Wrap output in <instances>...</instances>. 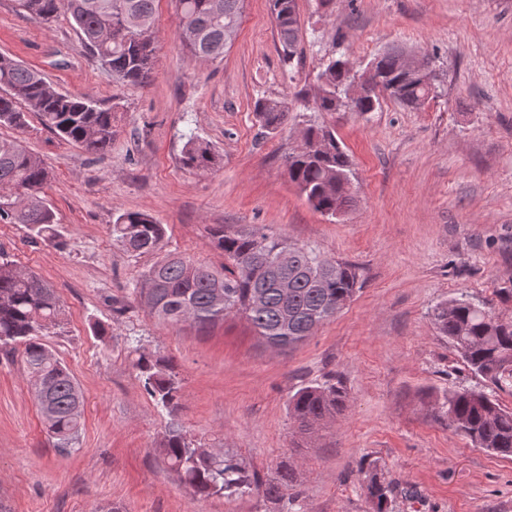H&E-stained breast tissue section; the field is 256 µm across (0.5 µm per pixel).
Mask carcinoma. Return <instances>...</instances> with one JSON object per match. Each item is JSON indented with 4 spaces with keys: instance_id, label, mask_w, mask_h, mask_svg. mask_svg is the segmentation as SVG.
<instances>
[{
    "instance_id": "1",
    "label": "carcinoma",
    "mask_w": 512,
    "mask_h": 512,
    "mask_svg": "<svg viewBox=\"0 0 512 512\" xmlns=\"http://www.w3.org/2000/svg\"><path fill=\"white\" fill-rule=\"evenodd\" d=\"M155 0H19L20 8L40 23H51L59 13L70 15L82 42L114 77L143 85L155 68ZM177 37L194 58L224 57L227 31L238 29L244 0H175ZM283 63L292 64L302 37L295 0H269ZM401 47L376 57L377 81L361 97L356 111L373 112L382 97L418 108L432 97L422 77L400 70ZM350 62L329 60L321 71L314 105L319 112L341 106L349 83ZM64 140L91 152L104 153L115 134L112 109L89 96L61 94L36 69L0 55V125L26 126L27 113ZM253 112L268 135L288 121L284 99L258 98ZM180 163L207 173L220 163L205 141L189 136ZM288 180L307 202L323 215L334 217L354 202L349 156L333 129L309 124L302 145L285 159ZM51 171L37 155L15 139L0 137V222L25 224L43 241L58 246L61 233L55 213L41 197ZM165 227L148 214L126 211L112 224L113 241L125 252L152 254L157 260L137 281L134 293L140 306L167 325L189 324L205 328L228 316H242L262 342L276 350L288 349L313 335L333 319L359 290L355 265L334 261L331 272L320 270L322 256L315 249L297 246L268 233L263 227L228 232L224 225L211 229L213 246L224 254L221 270L184 255L164 252ZM288 250V267L275 264ZM288 278L283 295L278 280ZM63 309L53 288L32 272L0 257V346H23L21 357L30 375L34 396L48 432L60 448L76 443L81 430L83 397L70 370L48 350L42 336L61 320ZM437 332L447 337L475 374L502 390L512 387V321L491 316L463 298L437 305L432 313ZM133 367L157 406L173 415L179 408L180 385L170 360L141 347L133 350ZM348 399L339 383L306 386L290 400V414L302 433L340 413ZM448 424L476 448L497 455H512V409L494 393L450 389L441 406ZM161 453L181 482L197 498L258 495L281 500L288 495L294 472L280 465L276 476L262 480L232 456L202 457L194 441L172 421L161 443ZM364 491L373 512H388L391 485L375 470L366 472Z\"/></svg>"
}]
</instances>
